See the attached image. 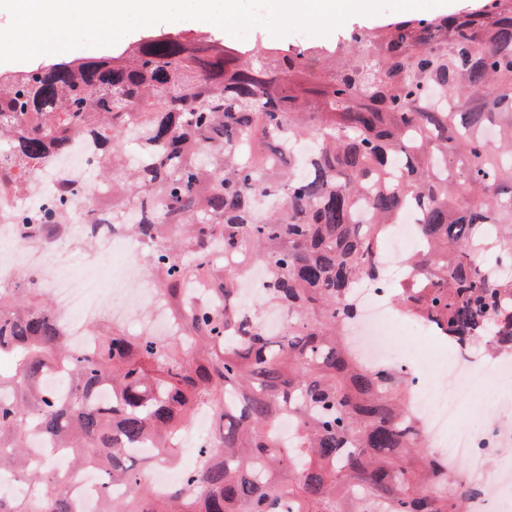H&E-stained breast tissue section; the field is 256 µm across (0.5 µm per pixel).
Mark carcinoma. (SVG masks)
Instances as JSON below:
<instances>
[{"instance_id":"1","label":"carcinoma","mask_w":512,"mask_h":512,"mask_svg":"<svg viewBox=\"0 0 512 512\" xmlns=\"http://www.w3.org/2000/svg\"><path fill=\"white\" fill-rule=\"evenodd\" d=\"M258 53L159 31L132 55L0 72V197L28 192L51 156L92 132L112 166L111 210L145 218L152 272L177 331L130 335L103 321L74 351L46 289L0 288V512H82L70 493L103 470L99 512H467L479 490L425 449L398 368L368 366L345 327L351 296L383 278L381 244L406 210L420 245L396 303L452 344L512 351V0L352 27ZM145 145L123 164L129 129ZM281 203L258 215L259 195ZM70 195L35 218L64 219ZM371 221L358 220L360 208ZM224 249L217 265L211 249ZM265 267L259 300L288 312L269 336L237 282ZM107 387L112 399L95 400ZM198 412L215 428L202 461L163 495L136 468L177 466L175 433ZM296 440L280 443L283 416ZM69 448L60 470L32 433ZM126 493L112 495V484Z\"/></svg>"}]
</instances>
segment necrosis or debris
<instances>
[{
	"label": "necrosis or debris",
	"mask_w": 512,
	"mask_h": 512,
	"mask_svg": "<svg viewBox=\"0 0 512 512\" xmlns=\"http://www.w3.org/2000/svg\"><path fill=\"white\" fill-rule=\"evenodd\" d=\"M103 160L94 136L82 134L67 156L49 164L42 179L22 201H0V242L9 246L0 256V286H13L14 272L20 269L48 289L59 307L70 310L66 333L77 347L89 345L92 323L105 317L135 323L144 334L163 336L171 328L161 289L153 287L145 294L135 289L148 275L141 260L149 249L148 242L126 236L119 225L89 222L95 203L107 199L112 192L110 183L89 177L94 166ZM62 183L72 191L73 202L66 215L72 240L90 235L104 248L122 250V271L109 284L72 272L69 250L32 242L16 220L18 214L34 216L50 207ZM105 287L125 292L129 305L122 309L102 305L99 295ZM353 299L358 316L346 328L350 345L367 363L396 365L409 374L413 381L410 409L424 423L431 454L446 460L449 469L458 470L464 482L480 489L469 503V512H512V504L503 496L505 489L512 488V467L497 460L498 449L512 446V429L492 423L483 430H471L460 423L454 403L455 396L468 392L474 379L482 374H491L502 384L511 383L512 356L493 355L485 360L470 348L456 346L452 358H438L429 365L418 366L402 358L386 332L393 327L431 338L434 330L422 322L396 319L385 293L372 284H361Z\"/></svg>",
	"instance_id": "4bbe7bcc"
}]
</instances>
